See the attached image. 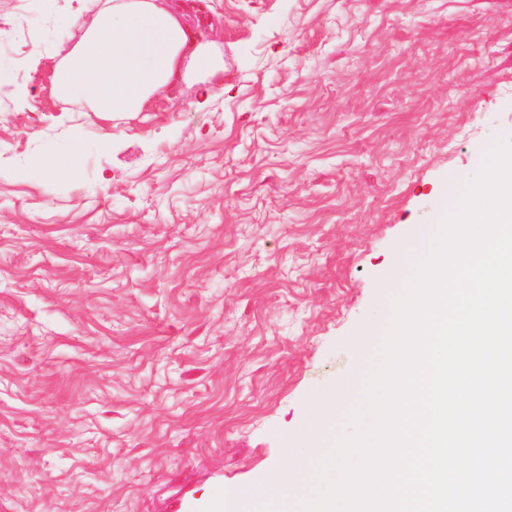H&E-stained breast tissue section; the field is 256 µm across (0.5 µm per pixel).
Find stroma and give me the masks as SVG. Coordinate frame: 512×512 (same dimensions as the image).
Here are the masks:
<instances>
[{
    "label": "stroma",
    "mask_w": 512,
    "mask_h": 512,
    "mask_svg": "<svg viewBox=\"0 0 512 512\" xmlns=\"http://www.w3.org/2000/svg\"><path fill=\"white\" fill-rule=\"evenodd\" d=\"M158 4L221 51L207 107L185 81L139 112L54 96L85 0H0L25 24L0 51V512H209L292 467L400 246L512 138V0ZM81 150L78 146L74 147L65 160L55 157H45L40 163L41 170L49 178H55L65 174L74 173L79 165Z\"/></svg>",
    "instance_id": "stroma-1"
}]
</instances>
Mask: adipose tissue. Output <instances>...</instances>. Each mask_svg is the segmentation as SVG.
Masks as SVG:
<instances>
[{
	"instance_id": "obj_1",
	"label": "adipose tissue",
	"mask_w": 512,
	"mask_h": 512,
	"mask_svg": "<svg viewBox=\"0 0 512 512\" xmlns=\"http://www.w3.org/2000/svg\"><path fill=\"white\" fill-rule=\"evenodd\" d=\"M80 40L52 73L54 93L88 103L96 112H139L162 89L187 79L201 96L216 89L210 75L221 67L215 43L191 42L181 15L157 0H87Z\"/></svg>"
}]
</instances>
